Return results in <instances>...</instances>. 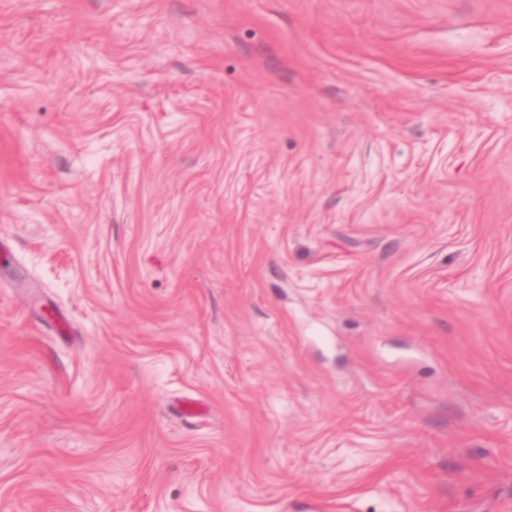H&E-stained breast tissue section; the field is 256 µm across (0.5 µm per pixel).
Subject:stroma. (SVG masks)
Wrapping results in <instances>:
<instances>
[{"label":"stroma","mask_w":512,"mask_h":512,"mask_svg":"<svg viewBox=\"0 0 512 512\" xmlns=\"http://www.w3.org/2000/svg\"><path fill=\"white\" fill-rule=\"evenodd\" d=\"M4 240L0 512H512V0H0Z\"/></svg>","instance_id":"35a3bbf8"}]
</instances>
